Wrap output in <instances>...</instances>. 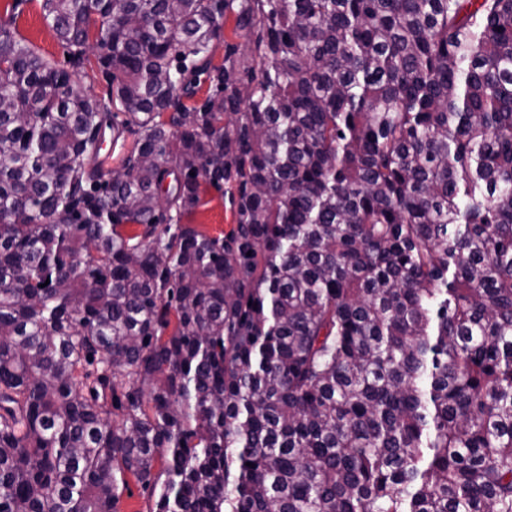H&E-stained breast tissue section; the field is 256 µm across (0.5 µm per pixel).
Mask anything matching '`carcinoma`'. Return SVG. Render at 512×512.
I'll return each instance as SVG.
<instances>
[{
  "label": "carcinoma",
  "mask_w": 512,
  "mask_h": 512,
  "mask_svg": "<svg viewBox=\"0 0 512 512\" xmlns=\"http://www.w3.org/2000/svg\"><path fill=\"white\" fill-rule=\"evenodd\" d=\"M41 9L111 87L0 22V512H512V0ZM224 42L238 45L239 52H242L245 45V38L242 32L235 30V20L233 16H229L223 25V32L221 39L215 41L213 45V63L222 64L224 61ZM92 69L88 67L72 76L73 89L80 94H88L97 99H107L109 86L102 76L95 56L91 55ZM201 204L195 212L185 217L184 224H193L199 231L211 236H223L233 227L234 216L224 192L203 184ZM129 490L124 491L121 499V512H145L148 494L132 476H128Z\"/></svg>",
  "instance_id": "1"
}]
</instances>
